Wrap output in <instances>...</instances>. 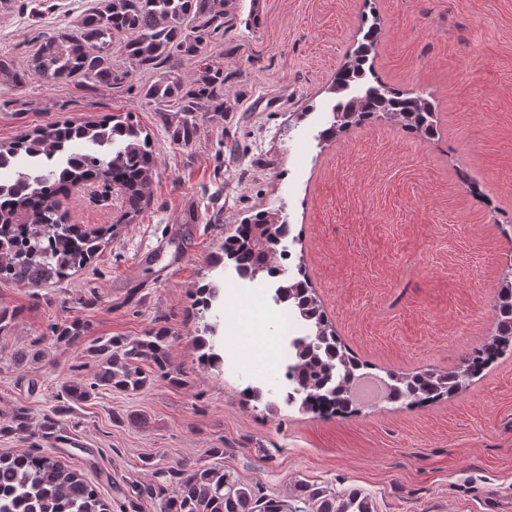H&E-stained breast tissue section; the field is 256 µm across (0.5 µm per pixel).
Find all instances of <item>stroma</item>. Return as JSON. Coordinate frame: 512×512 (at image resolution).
Listing matches in <instances>:
<instances>
[{
	"instance_id": "35a3bbf8",
	"label": "stroma",
	"mask_w": 512,
	"mask_h": 512,
	"mask_svg": "<svg viewBox=\"0 0 512 512\" xmlns=\"http://www.w3.org/2000/svg\"><path fill=\"white\" fill-rule=\"evenodd\" d=\"M101 0H8L0 6V58L25 73L0 86V141L58 120L134 112L150 133L158 175L133 223L100 186L70 192L71 223L114 226L93 261L32 287L0 282V415L25 405L51 415L62 383L89 376L88 347L164 325L179 383L155 379L135 394L103 391L75 406L67 439L0 435V453H51L79 469L123 512L113 486L154 482L145 459L224 464L266 497L300 483L357 489L376 512H512V355L463 391L416 407L384 401L317 417L277 392L280 336L259 296L238 293L232 263L214 265L224 238L260 211L292 235L285 276L305 268L337 336L373 374L453 370L491 328L501 272L512 264V0H227L204 54L224 70V119L206 122L189 148L174 144L139 89L45 86L29 74L44 37L70 29ZM375 28L365 83L421 93L436 133L420 138L384 120L323 142L333 121L336 72ZM169 245L168 271L153 258ZM220 297L199 314V286ZM264 319L266 344L240 340V319ZM81 320L75 346L55 328ZM213 323L207 366L196 339ZM41 350V361L18 355ZM261 388V401L243 396Z\"/></svg>"
}]
</instances>
